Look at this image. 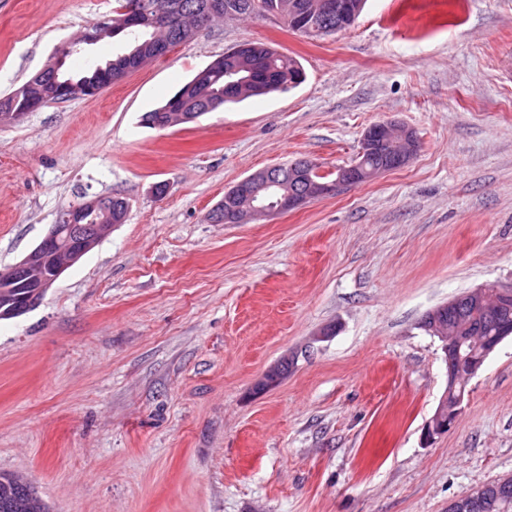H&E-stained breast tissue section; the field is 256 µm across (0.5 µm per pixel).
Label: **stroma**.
<instances>
[{
	"instance_id": "stroma-1",
	"label": "stroma",
	"mask_w": 512,
	"mask_h": 512,
	"mask_svg": "<svg viewBox=\"0 0 512 512\" xmlns=\"http://www.w3.org/2000/svg\"><path fill=\"white\" fill-rule=\"evenodd\" d=\"M112 2L0 0V95ZM257 41L304 82L142 124ZM128 44L104 39L66 67ZM384 120L416 133L407 166L212 222L238 181L299 157L349 165ZM110 193L128 199L125 223L0 320V473L25 476L50 512H448L512 474V337L427 441L447 369L422 326L464 292L512 285V0H367L352 28L316 38L272 17L214 24L97 96L0 126V268Z\"/></svg>"
}]
</instances>
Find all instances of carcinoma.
Wrapping results in <instances>:
<instances>
[{
    "label": "carcinoma",
    "instance_id": "1",
    "mask_svg": "<svg viewBox=\"0 0 512 512\" xmlns=\"http://www.w3.org/2000/svg\"><path fill=\"white\" fill-rule=\"evenodd\" d=\"M138 4L145 23L132 26L127 32L133 42L127 53L142 51L150 56L159 43L172 46L183 39L185 28L196 20L205 18L210 0H115L114 18L125 16L123 9L130 3ZM224 17L242 18L267 14L284 18L289 29L302 32L295 17L307 14L309 21L322 27L336 25V21L325 22V18L311 11L316 0H222ZM239 56L251 74L255 89L252 92H236L224 89L225 77L217 73L212 77L207 92H202L191 83L184 84L165 105L147 112L142 122L150 127L163 125L173 112H193L200 117L222 108L228 103H236L247 98L266 95L276 91H287L303 82V69L294 58L281 54L274 55L273 49L262 42L241 44ZM54 87V71L43 70L35 81H26L10 94L0 97V111L29 112L38 99L41 90ZM303 175L302 160L298 159L273 170L269 177L283 184H290L291 178ZM448 329L454 336H471L478 343L493 336H500L512 330V303L495 312L483 308H462L448 315ZM34 494L27 482L17 481L13 475L0 473V512H16L17 499ZM486 507L481 512H512V485L499 489L488 483Z\"/></svg>",
    "mask_w": 512,
    "mask_h": 512
}]
</instances>
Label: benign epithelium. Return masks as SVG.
I'll return each mask as SVG.
<instances>
[{"mask_svg": "<svg viewBox=\"0 0 512 512\" xmlns=\"http://www.w3.org/2000/svg\"><path fill=\"white\" fill-rule=\"evenodd\" d=\"M317 8L340 18L336 27L355 24L360 14V4L349 0H323ZM106 33H112V21L97 22L83 30L82 45L95 44ZM142 67L138 59L131 58L121 71L114 73L109 66L102 71V76L110 85ZM214 67L228 72L237 71L235 51L225 52L199 70L198 77H204ZM55 89L56 95L63 100L92 91L89 85L73 79L55 83ZM361 145L363 153L387 147L388 164L369 172L343 167L335 179L328 182L312 181L306 190L300 192L290 189L276 202L267 205L258 199L257 192L245 191L239 184L227 190L224 198L233 205L239 224L260 215L283 214L315 199L337 194L347 186L405 167L419 149L415 133L392 121H379L366 128ZM113 228L112 210L102 197H95L65 210L62 220L52 225L48 235L22 261L0 270V319L16 317L36 306L62 272L108 237ZM454 305L456 300L453 299L425 316L426 328L442 343L448 376L446 389L425 429L428 438L446 433L454 426L464 401L466 384L476 375L488 355L504 340L502 336L497 337L495 341L483 345L478 357L463 361L462 348L466 337H448V326L441 317L442 313ZM482 498L483 490L477 488L449 502L448 512H470Z\"/></svg>", "mask_w": 512, "mask_h": 512, "instance_id": "obj_1", "label": "benign epithelium"}]
</instances>
